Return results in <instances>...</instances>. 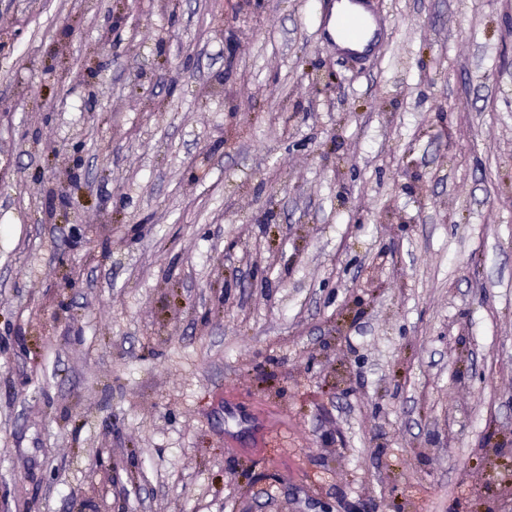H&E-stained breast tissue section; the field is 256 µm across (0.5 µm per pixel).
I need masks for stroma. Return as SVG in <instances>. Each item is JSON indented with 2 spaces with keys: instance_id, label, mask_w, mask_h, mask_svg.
<instances>
[{
  "instance_id": "obj_1",
  "label": "stroma",
  "mask_w": 512,
  "mask_h": 512,
  "mask_svg": "<svg viewBox=\"0 0 512 512\" xmlns=\"http://www.w3.org/2000/svg\"><path fill=\"white\" fill-rule=\"evenodd\" d=\"M326 2L0 0V512H512V0ZM369 0H336V45L349 42L353 56L370 53L378 40L377 19L368 9ZM352 26V27H351Z\"/></svg>"
}]
</instances>
